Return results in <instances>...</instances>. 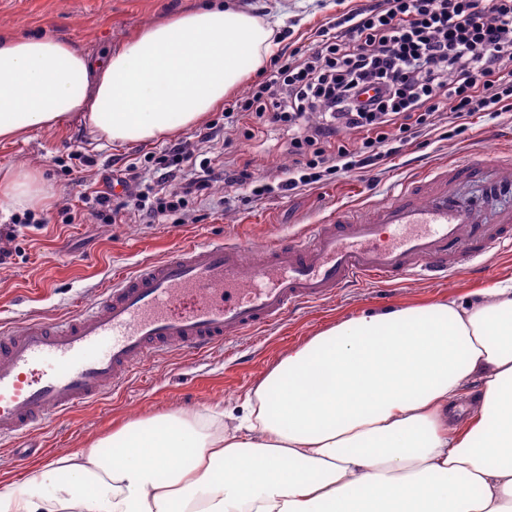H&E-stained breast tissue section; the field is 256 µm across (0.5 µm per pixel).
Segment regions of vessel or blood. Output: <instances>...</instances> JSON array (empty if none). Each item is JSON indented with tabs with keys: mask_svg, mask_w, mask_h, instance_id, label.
I'll use <instances>...</instances> for the list:
<instances>
[{
	"mask_svg": "<svg viewBox=\"0 0 512 512\" xmlns=\"http://www.w3.org/2000/svg\"><path fill=\"white\" fill-rule=\"evenodd\" d=\"M512 193V154L437 166L368 209L347 206L293 240L251 253L194 242L114 277L63 320L0 332V441L32 442L64 415L174 351L205 353L358 281L440 279L512 247V206L487 218L469 193Z\"/></svg>",
	"mask_w": 512,
	"mask_h": 512,
	"instance_id": "b4317fda",
	"label": "vessel or blood"
}]
</instances>
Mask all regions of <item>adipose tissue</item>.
Wrapping results in <instances>:
<instances>
[{
    "label": "adipose tissue",
    "instance_id": "adipose-tissue-1",
    "mask_svg": "<svg viewBox=\"0 0 512 512\" xmlns=\"http://www.w3.org/2000/svg\"><path fill=\"white\" fill-rule=\"evenodd\" d=\"M275 43L270 23L221 0L102 59L2 36L0 142L75 119L116 147L177 136ZM55 194L39 166L0 169V205ZM0 512H512V284L339 321L261 379L239 423L185 410L126 422L30 467Z\"/></svg>",
    "mask_w": 512,
    "mask_h": 512
}]
</instances>
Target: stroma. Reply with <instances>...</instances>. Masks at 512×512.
Here are the masks:
<instances>
[{"instance_id": "35a3bbf8", "label": "stroma", "mask_w": 512, "mask_h": 512, "mask_svg": "<svg viewBox=\"0 0 512 512\" xmlns=\"http://www.w3.org/2000/svg\"><path fill=\"white\" fill-rule=\"evenodd\" d=\"M204 0H0V33L46 34L78 44L93 55L120 46L143 26L202 5ZM259 18L278 22L275 55L311 46L329 21L359 7L361 0H234ZM223 110L210 113L220 124L217 149L228 168H248L255 179H285L292 165L288 134L271 131L247 138L244 128H223ZM170 140L120 148L90 142L79 122L62 131H32L0 144V167H42L59 189L41 224H15L0 217V248L11 253L0 264V328H17L38 318H61L76 304L91 302L114 276L159 259L189 241L224 239L259 249L276 238L301 236L349 205L368 207L403 179L449 160H467L512 149V110L482 112L458 125L441 119L431 131L402 144L376 165L282 193L253 196L250 187L215 183L210 194L162 224H104L94 219L63 223L62 211L84 210V192L106 189L134 160L160 154ZM88 163L74 167L72 152ZM512 279V256L429 280L406 277L380 288L368 283L338 289L335 296L304 305L287 320L263 331L227 339L201 355L173 353L137 365L127 381L97 402L69 415L50 416L34 458L50 461L66 450L86 447L114 425L177 409L220 408L241 414L260 379L288 352L330 325L366 311L459 298Z\"/></svg>"}]
</instances>
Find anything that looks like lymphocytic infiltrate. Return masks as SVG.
<instances>
[{"label":"lymphocytic infiltrate","instance_id":"1","mask_svg":"<svg viewBox=\"0 0 512 512\" xmlns=\"http://www.w3.org/2000/svg\"><path fill=\"white\" fill-rule=\"evenodd\" d=\"M512 109V0H369L322 29L305 51L276 58L257 88L226 109L228 125L288 128V180L255 185L261 195L317 183L321 174L375 165L437 118L464 121ZM214 133L177 143L147 163H130L111 191L88 194L89 214L123 224L128 213L155 224L187 209L213 182L249 183L248 170L222 172L210 156Z\"/></svg>","mask_w":512,"mask_h":512}]
</instances>
